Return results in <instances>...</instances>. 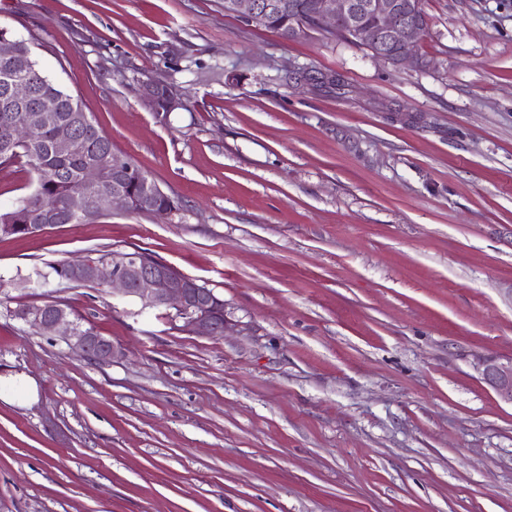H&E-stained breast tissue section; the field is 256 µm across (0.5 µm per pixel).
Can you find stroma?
Returning <instances> with one entry per match:
<instances>
[{
    "instance_id": "35a3bbf8",
    "label": "stroma",
    "mask_w": 512,
    "mask_h": 512,
    "mask_svg": "<svg viewBox=\"0 0 512 512\" xmlns=\"http://www.w3.org/2000/svg\"><path fill=\"white\" fill-rule=\"evenodd\" d=\"M425 10L417 69L224 0H0L180 201L0 237V512H512V404L482 376L512 360V0ZM158 77L185 97L166 124L136 94ZM113 249L214 289L224 336L42 278ZM52 299L119 357L11 315ZM287 7L285 2L279 0H225L224 12L242 19L252 26H261L269 20V16L284 10ZM291 5L288 3V11ZM288 11L282 15L273 17L267 24L261 28L277 32L280 36L288 40V29H293L294 41L303 35L306 31L315 30L314 27L297 28L293 27V21L288 20Z\"/></svg>"
}]
</instances>
